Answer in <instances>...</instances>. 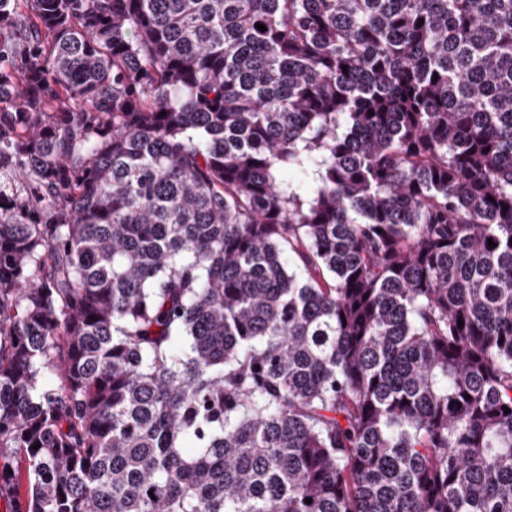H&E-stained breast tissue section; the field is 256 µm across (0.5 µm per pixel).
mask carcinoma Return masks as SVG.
Masks as SVG:
<instances>
[{
	"instance_id": "obj_1",
	"label": "carcinoma",
	"mask_w": 512,
	"mask_h": 512,
	"mask_svg": "<svg viewBox=\"0 0 512 512\" xmlns=\"http://www.w3.org/2000/svg\"><path fill=\"white\" fill-rule=\"evenodd\" d=\"M0 172L6 512H512V0H0Z\"/></svg>"
}]
</instances>
